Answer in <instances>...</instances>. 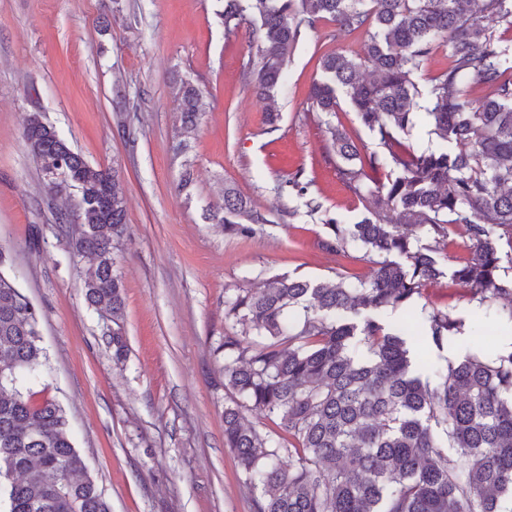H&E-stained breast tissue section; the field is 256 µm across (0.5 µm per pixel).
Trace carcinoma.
Instances as JSON below:
<instances>
[{"instance_id":"1","label":"carcinoma","mask_w":512,"mask_h":512,"mask_svg":"<svg viewBox=\"0 0 512 512\" xmlns=\"http://www.w3.org/2000/svg\"><path fill=\"white\" fill-rule=\"evenodd\" d=\"M218 17L229 34L254 26L259 63L243 69V80L270 124L285 61L305 30L329 20L361 39L351 55L321 56L308 100L325 116L337 171L365 215L347 224L314 198L308 207L323 214L327 251L377 256L366 281L338 268L331 282L277 275L262 288L224 289L227 327L215 348L229 394L224 447L235 454L251 512H501L500 499L512 495V352L467 355L432 384L415 374L417 357L387 311L449 274L482 303L508 300L512 322V42L496 36L501 25L512 28V0H224ZM437 45L446 62L420 84ZM477 87L488 94L475 96ZM341 93L379 152L361 154L358 132L332 123ZM201 97L199 86L181 81L186 130L199 120ZM418 97L430 103L422 116ZM420 121L441 148L410 142ZM24 138L45 191H76L61 220L81 224L73 249L97 260L85 296L118 320L124 297L113 250L126 206L117 179L72 151L38 113ZM206 213L243 238L266 223L230 186ZM456 229L470 253L450 271L440 245ZM38 326L35 307L0 275V505L111 512L86 474L64 408L33 401L44 358ZM422 326L438 349L458 331L443 312L427 314ZM246 411L265 413L275 428L259 431Z\"/></svg>"}]
</instances>
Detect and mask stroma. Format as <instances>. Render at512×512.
Instances as JSON below:
<instances>
[{"mask_svg":"<svg viewBox=\"0 0 512 512\" xmlns=\"http://www.w3.org/2000/svg\"><path fill=\"white\" fill-rule=\"evenodd\" d=\"M220 0H0V274L40 314L46 354L39 382L65 409L76 448L112 512H250L235 455L224 446L221 356L224 291L262 287L275 275L356 280L373 265L364 250L323 249L328 229L307 199L346 222L365 209L340 179L336 157L308 101L319 58L356 48L329 21L287 59L279 119L240 81L258 59L248 27L225 35ZM204 92L196 130L181 129L174 81ZM123 102H116V91ZM40 113L92 166L116 171L127 231L116 252L119 321L85 298L93 257H73L76 224L64 197L46 195L22 136ZM302 171L305 194L287 187ZM192 182L182 186L183 172ZM233 185L265 214L252 237L225 234L203 208ZM500 304H482L444 277L428 283L392 324L417 335L424 314L464 323L418 372L465 355L512 350ZM128 346L112 358V332Z\"/></svg>","mask_w":512,"mask_h":512,"instance_id":"1","label":"stroma"}]
</instances>
